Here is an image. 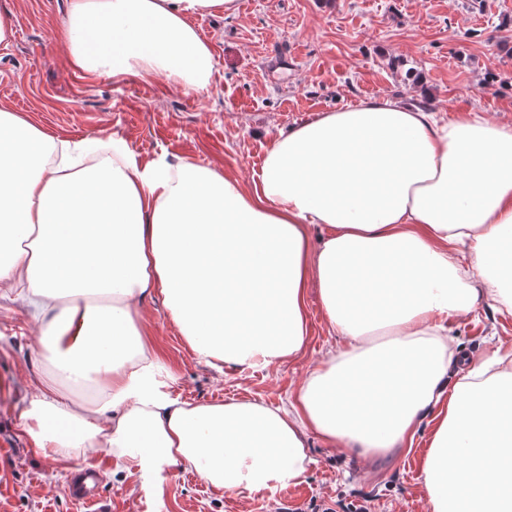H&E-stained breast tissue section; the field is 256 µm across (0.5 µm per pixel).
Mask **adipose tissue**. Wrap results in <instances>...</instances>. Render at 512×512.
Masks as SVG:
<instances>
[{
    "mask_svg": "<svg viewBox=\"0 0 512 512\" xmlns=\"http://www.w3.org/2000/svg\"><path fill=\"white\" fill-rule=\"evenodd\" d=\"M217 10L237 0H70L62 38L73 68L200 92L217 61L191 20ZM109 144L81 164L99 142L0 105V288H24L52 365L23 416L41 456L104 446L118 470L179 465L271 492L304 477L311 438L386 456L431 412L429 512H512V372L496 360L451 379L448 326L482 302L512 313L511 126L371 98L289 129L250 191ZM312 281L337 342L286 404L171 396L146 300L206 366L269 368L307 344Z\"/></svg>",
    "mask_w": 512,
    "mask_h": 512,
    "instance_id": "1",
    "label": "adipose tissue"
}]
</instances>
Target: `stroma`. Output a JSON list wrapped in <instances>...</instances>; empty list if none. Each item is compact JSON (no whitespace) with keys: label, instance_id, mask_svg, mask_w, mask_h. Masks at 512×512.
<instances>
[{"label":"stroma","instance_id":"stroma-1","mask_svg":"<svg viewBox=\"0 0 512 512\" xmlns=\"http://www.w3.org/2000/svg\"><path fill=\"white\" fill-rule=\"evenodd\" d=\"M14 32L0 43V103L66 139H122L140 163L185 159L254 188L267 149L301 122L368 97H392L450 118L476 111L512 126V0H237L234 14L193 24L217 60L208 89L163 78L116 81L69 66L56 37L68 0H0ZM145 317L171 374L170 392L194 404L285 401L334 345L317 285L307 290L311 333L299 356L268 369H212L195 358L160 299ZM457 356L473 364L512 357V314L482 305L450 321ZM51 365L24 307L0 296V512H90L69 494L73 468L102 472L112 512H428L422 462L434 419L412 447L383 458L342 455L312 439L302 482L229 495L192 470L164 468L143 486L114 472L102 448L78 459L42 457L20 428L36 373Z\"/></svg>","mask_w":512,"mask_h":512}]
</instances>
